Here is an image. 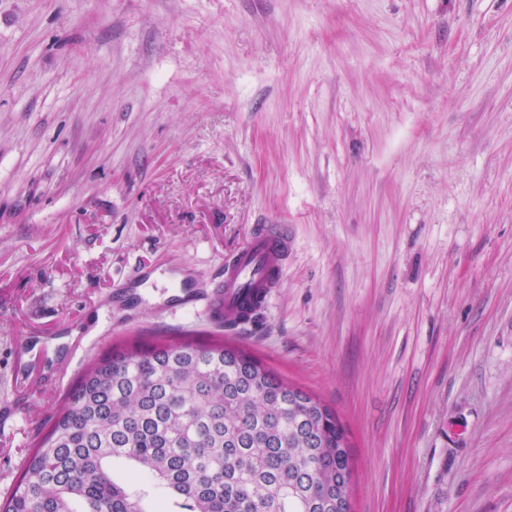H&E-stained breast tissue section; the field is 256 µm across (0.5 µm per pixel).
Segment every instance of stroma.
Masks as SVG:
<instances>
[{"label": "stroma", "instance_id": "stroma-1", "mask_svg": "<svg viewBox=\"0 0 512 512\" xmlns=\"http://www.w3.org/2000/svg\"><path fill=\"white\" fill-rule=\"evenodd\" d=\"M260 224L254 327L170 313ZM165 335L335 410L351 512H512V0H0V499Z\"/></svg>", "mask_w": 512, "mask_h": 512}]
</instances>
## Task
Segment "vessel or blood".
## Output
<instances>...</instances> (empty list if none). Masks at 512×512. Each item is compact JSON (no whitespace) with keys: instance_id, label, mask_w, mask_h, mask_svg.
<instances>
[{"instance_id":"obj_1","label":"vessel or blood","mask_w":512,"mask_h":512,"mask_svg":"<svg viewBox=\"0 0 512 512\" xmlns=\"http://www.w3.org/2000/svg\"><path fill=\"white\" fill-rule=\"evenodd\" d=\"M291 239L284 225H258L248 244L224 260L223 280L207 301L212 319L243 328L269 307Z\"/></svg>"}]
</instances>
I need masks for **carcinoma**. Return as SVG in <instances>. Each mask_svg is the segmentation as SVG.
<instances>
[{"instance_id": "1", "label": "carcinoma", "mask_w": 512, "mask_h": 512, "mask_svg": "<svg viewBox=\"0 0 512 512\" xmlns=\"http://www.w3.org/2000/svg\"><path fill=\"white\" fill-rule=\"evenodd\" d=\"M336 412L222 339L115 344L62 398L0 512H350Z\"/></svg>"}]
</instances>
